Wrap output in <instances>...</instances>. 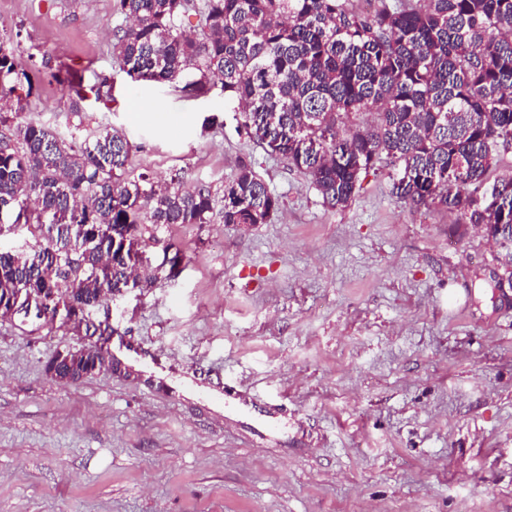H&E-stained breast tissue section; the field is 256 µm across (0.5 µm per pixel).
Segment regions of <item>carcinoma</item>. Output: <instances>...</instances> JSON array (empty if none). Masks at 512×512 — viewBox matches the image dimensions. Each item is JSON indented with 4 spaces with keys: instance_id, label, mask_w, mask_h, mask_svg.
I'll return each mask as SVG.
<instances>
[{
    "instance_id": "obj_1",
    "label": "carcinoma",
    "mask_w": 512,
    "mask_h": 512,
    "mask_svg": "<svg viewBox=\"0 0 512 512\" xmlns=\"http://www.w3.org/2000/svg\"><path fill=\"white\" fill-rule=\"evenodd\" d=\"M425 3L364 14L348 0H205L190 36L178 25L188 0H118L126 24L112 50L134 81L196 96L220 84L247 133L277 144L334 207L381 156L400 163V197L484 227L512 281V183L491 203L468 191L512 143V0ZM18 50L0 45V229L22 224L33 242L0 252V307L17 288L69 298L81 325L84 307L121 292L140 264L151 269L144 288L179 275L171 226L208 224L218 205L226 224H265L280 209L247 162L218 189L188 188L178 172L161 185L129 169L132 145L106 127L67 139L26 119L37 87ZM111 359L94 345L60 376L75 382Z\"/></svg>"
}]
</instances>
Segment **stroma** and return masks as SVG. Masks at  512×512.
<instances>
[{"label": "stroma", "mask_w": 512, "mask_h": 512, "mask_svg": "<svg viewBox=\"0 0 512 512\" xmlns=\"http://www.w3.org/2000/svg\"><path fill=\"white\" fill-rule=\"evenodd\" d=\"M124 23L116 0H0V35L38 78L29 119L66 137L114 128L134 172L161 181L178 169L217 188L251 161L282 205L264 224L172 226L179 276L89 311L162 351L175 397L138 370L55 380L50 357L96 337L0 318V512H512V288L496 286L495 242L400 198L387 159L328 206L220 89L132 81L112 57ZM210 368L281 405L277 432L256 439L184 391Z\"/></svg>", "instance_id": "obj_1"}]
</instances>
